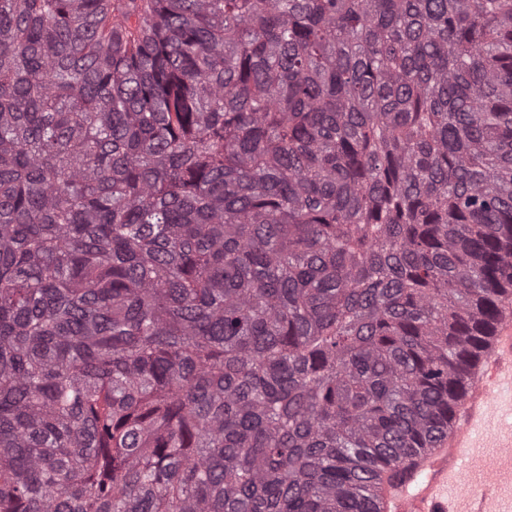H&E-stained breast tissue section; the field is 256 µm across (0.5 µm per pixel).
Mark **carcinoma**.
<instances>
[{
    "label": "carcinoma",
    "mask_w": 512,
    "mask_h": 512,
    "mask_svg": "<svg viewBox=\"0 0 512 512\" xmlns=\"http://www.w3.org/2000/svg\"><path fill=\"white\" fill-rule=\"evenodd\" d=\"M512 293V0H0V512H380Z\"/></svg>",
    "instance_id": "1"
}]
</instances>
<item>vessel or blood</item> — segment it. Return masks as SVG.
Returning a JSON list of instances; mask_svg holds the SVG:
<instances>
[{
  "label": "vessel or blood",
  "mask_w": 512,
  "mask_h": 512,
  "mask_svg": "<svg viewBox=\"0 0 512 512\" xmlns=\"http://www.w3.org/2000/svg\"><path fill=\"white\" fill-rule=\"evenodd\" d=\"M512 304L502 303L487 345L437 447L418 452L404 483L383 484L381 512H512Z\"/></svg>",
  "instance_id": "vessel-or-blood-1"
}]
</instances>
